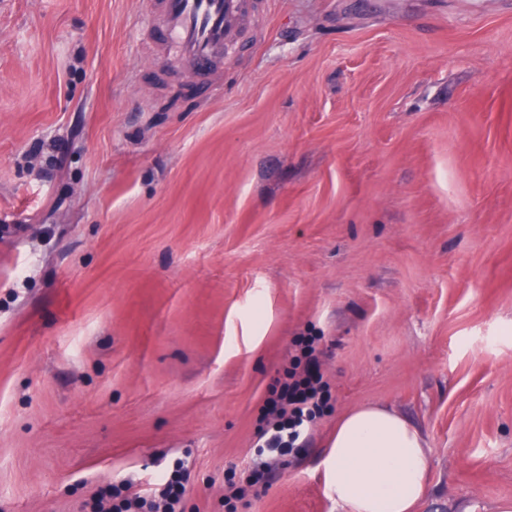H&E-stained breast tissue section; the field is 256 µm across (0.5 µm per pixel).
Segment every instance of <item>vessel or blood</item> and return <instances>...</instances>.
Masks as SVG:
<instances>
[{
  "instance_id": "1",
  "label": "vessel or blood",
  "mask_w": 512,
  "mask_h": 512,
  "mask_svg": "<svg viewBox=\"0 0 512 512\" xmlns=\"http://www.w3.org/2000/svg\"><path fill=\"white\" fill-rule=\"evenodd\" d=\"M181 65L211 78L225 46L251 11L250 0H148Z\"/></svg>"
}]
</instances>
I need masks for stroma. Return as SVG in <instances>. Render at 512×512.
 <instances>
[{
  "mask_svg": "<svg viewBox=\"0 0 512 512\" xmlns=\"http://www.w3.org/2000/svg\"><path fill=\"white\" fill-rule=\"evenodd\" d=\"M315 337L331 396L236 512H341L379 405L415 512L512 503V0H256L208 82L146 0H0V512H87L194 461L227 512ZM426 440L380 406L347 414L323 459L325 489L344 512H412L429 488Z\"/></svg>",
  "mask_w": 512,
  "mask_h": 512,
  "instance_id": "stroma-1",
  "label": "stroma"
}]
</instances>
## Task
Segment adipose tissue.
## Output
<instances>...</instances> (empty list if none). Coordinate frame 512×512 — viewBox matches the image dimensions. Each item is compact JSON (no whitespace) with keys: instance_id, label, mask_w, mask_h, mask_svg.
<instances>
[{"instance_id":"1","label":"adipose tissue","mask_w":512,"mask_h":512,"mask_svg":"<svg viewBox=\"0 0 512 512\" xmlns=\"http://www.w3.org/2000/svg\"><path fill=\"white\" fill-rule=\"evenodd\" d=\"M323 467L325 489L343 512H413L429 488L424 435L380 406L340 421Z\"/></svg>"}]
</instances>
